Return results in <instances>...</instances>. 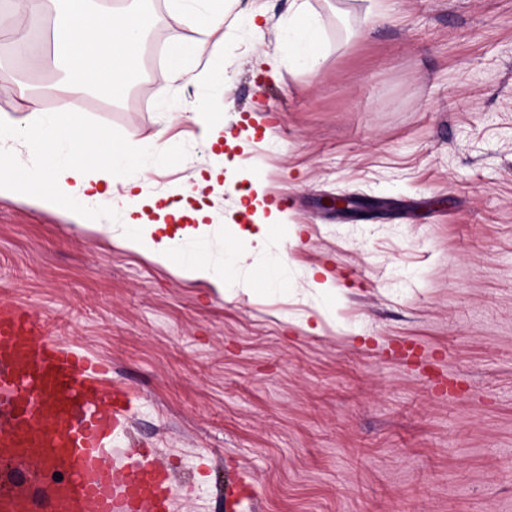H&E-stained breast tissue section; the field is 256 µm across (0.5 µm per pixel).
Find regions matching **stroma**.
Masks as SVG:
<instances>
[{
    "label": "stroma",
    "mask_w": 512,
    "mask_h": 512,
    "mask_svg": "<svg viewBox=\"0 0 512 512\" xmlns=\"http://www.w3.org/2000/svg\"><path fill=\"white\" fill-rule=\"evenodd\" d=\"M291 4L241 0L213 48L228 79L199 89L171 87L158 54L195 32L153 0L138 79L83 104L115 141L172 138L145 185L172 203L205 151L193 103L244 137L223 149L209 235L182 248L218 266L245 252L255 278L282 260L286 289L230 279L222 297L0 198V305L110 366L130 394L112 461L129 469L148 443L171 476L165 512H512V0H305L313 70L280 37ZM30 27L28 51L0 39V57L47 88V23ZM256 180L288 229L255 251L268 214L236 193ZM336 195L377 206L327 209ZM2 481L49 512L52 471L0 465Z\"/></svg>",
    "instance_id": "35a3bbf8"
}]
</instances>
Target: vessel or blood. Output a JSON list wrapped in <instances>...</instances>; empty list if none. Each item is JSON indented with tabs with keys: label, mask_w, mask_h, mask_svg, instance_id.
<instances>
[{
	"label": "vessel or blood",
	"mask_w": 512,
	"mask_h": 512,
	"mask_svg": "<svg viewBox=\"0 0 512 512\" xmlns=\"http://www.w3.org/2000/svg\"><path fill=\"white\" fill-rule=\"evenodd\" d=\"M105 369L45 338L34 312L0 309V463L63 473L53 512H164L166 474L148 461L113 466L112 429L124 417ZM0 512H33L26 492L0 488Z\"/></svg>",
	"instance_id": "b4317fda"
}]
</instances>
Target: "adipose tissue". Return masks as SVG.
Returning <instances> with one entry per match:
<instances>
[{
    "label": "adipose tissue",
    "instance_id": "adipose-tissue-1",
    "mask_svg": "<svg viewBox=\"0 0 512 512\" xmlns=\"http://www.w3.org/2000/svg\"><path fill=\"white\" fill-rule=\"evenodd\" d=\"M149 0H122L105 10L101 0H28L29 11L51 21V51L47 63L61 77L55 86L60 108L45 111L40 93L19 89L22 118L0 115V143L19 141L39 155L35 164L0 156V198L26 201L61 211L75 228L107 232L113 216H121L126 245L154 261L177 264L193 280L224 290V272L210 262L182 253L183 232L169 233L167 224L147 222L145 208L203 220L208 207L160 206L158 197L143 193L152 167L141 160L139 143L115 144L102 128L87 125L84 100L111 92L138 74L149 29ZM175 20L204 32L223 26L236 0H171ZM291 50L302 49L314 59L321 38L318 25L304 5H296L284 24ZM208 42L198 38L173 43L168 66L173 80L207 83L213 71L188 70L187 60L201 59Z\"/></svg>",
    "mask_w": 512,
    "mask_h": 512
}]
</instances>
